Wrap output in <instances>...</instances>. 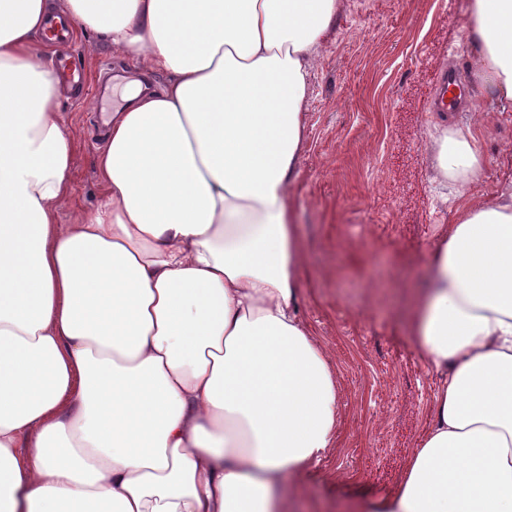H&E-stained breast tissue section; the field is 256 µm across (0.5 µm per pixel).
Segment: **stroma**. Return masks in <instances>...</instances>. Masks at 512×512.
Instances as JSON below:
<instances>
[{
    "mask_svg": "<svg viewBox=\"0 0 512 512\" xmlns=\"http://www.w3.org/2000/svg\"><path fill=\"white\" fill-rule=\"evenodd\" d=\"M470 0H338L321 41L304 112L305 140L290 197L304 257L300 312L331 359L338 440L300 488L298 512H349L361 498L395 493L427 426L437 377L412 332L432 277L430 255L454 222L456 184L433 169L429 102L439 72L468 80L463 26ZM88 76L82 99L61 97L76 132L71 196L60 221L94 210L103 186L94 160L103 145L92 105H116L98 89L131 64L77 34ZM454 122H481L484 171L472 191L512 186V109L471 97Z\"/></svg>",
    "mask_w": 512,
    "mask_h": 512,
    "instance_id": "stroma-1",
    "label": "stroma"
}]
</instances>
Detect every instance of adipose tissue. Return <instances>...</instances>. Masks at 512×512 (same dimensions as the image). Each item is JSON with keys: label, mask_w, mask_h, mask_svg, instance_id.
Wrapping results in <instances>:
<instances>
[{"label": "adipose tissue", "mask_w": 512, "mask_h": 512, "mask_svg": "<svg viewBox=\"0 0 512 512\" xmlns=\"http://www.w3.org/2000/svg\"><path fill=\"white\" fill-rule=\"evenodd\" d=\"M336 0H65L132 59L95 210L58 221L75 133L0 0V512H289L337 439L331 360L297 310L289 190ZM472 87L512 106V0H471ZM164 74L158 88L145 76ZM437 167L483 173L438 117ZM413 332L438 384L398 491L359 512H512V188L459 194Z\"/></svg>", "instance_id": "obj_1"}]
</instances>
